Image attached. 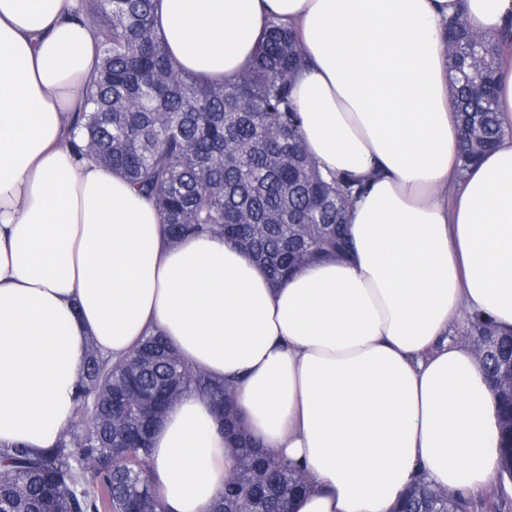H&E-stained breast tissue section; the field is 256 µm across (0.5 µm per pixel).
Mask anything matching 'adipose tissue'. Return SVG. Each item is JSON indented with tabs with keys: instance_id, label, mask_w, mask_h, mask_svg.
I'll return each instance as SVG.
<instances>
[{
	"instance_id": "ef3b65f1",
	"label": "adipose tissue",
	"mask_w": 512,
	"mask_h": 512,
	"mask_svg": "<svg viewBox=\"0 0 512 512\" xmlns=\"http://www.w3.org/2000/svg\"><path fill=\"white\" fill-rule=\"evenodd\" d=\"M75 2L0 0V447H54L89 345L119 361L158 333L237 380L251 433L312 475L292 512H393L420 478L490 485L496 398L452 333L465 311L512 330V137L461 169L443 28L461 11L498 34L512 0H154L202 81L238 75L271 19L294 24L307 150L365 183L349 256L279 286L222 237L169 245L152 202L72 151L99 54ZM233 467L197 393L153 429L166 512H211Z\"/></svg>"
}]
</instances>
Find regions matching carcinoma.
Here are the masks:
<instances>
[{"label":"carcinoma","mask_w":512,"mask_h":512,"mask_svg":"<svg viewBox=\"0 0 512 512\" xmlns=\"http://www.w3.org/2000/svg\"><path fill=\"white\" fill-rule=\"evenodd\" d=\"M153 4L79 0L74 17L96 30L101 60L85 88L87 109L76 117L85 138L71 143L73 151L153 200L171 244L221 236L276 286L297 267L341 257L347 210L363 184L324 176L307 151L293 99L295 75L306 65L295 32L272 19L234 81L204 82L172 59ZM444 35L452 43L451 100L466 167L512 135L497 110L496 72L508 38L472 30L462 14L448 19ZM463 334L495 337L485 359L489 377L512 360V334L490 317L474 315ZM186 390L209 398L235 445L236 466L213 512H290L308 472L251 440L234 412L232 383L192 368L153 335L116 363L89 346L75 392L81 431L63 432L53 448H0V512H163L150 478L151 425ZM497 399L500 447L512 448V402L501 392ZM440 508L473 512L477 505L461 493L437 502L420 479L398 506Z\"/></svg>","instance_id":"obj_1"}]
</instances>
